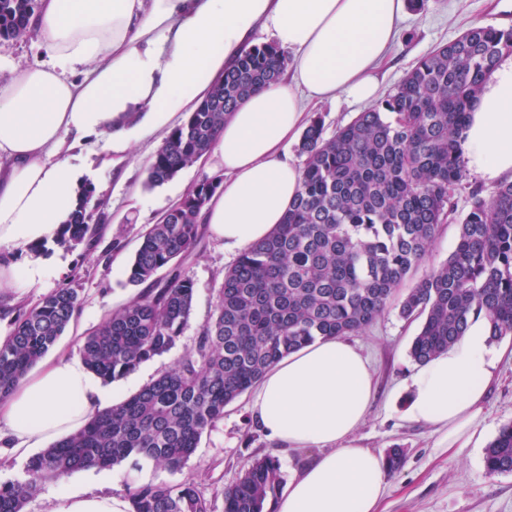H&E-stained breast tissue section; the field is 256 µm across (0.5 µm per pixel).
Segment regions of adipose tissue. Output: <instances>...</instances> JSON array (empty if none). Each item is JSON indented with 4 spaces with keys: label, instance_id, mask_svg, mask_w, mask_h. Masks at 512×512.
<instances>
[{
    "label": "adipose tissue",
    "instance_id": "adipose-tissue-1",
    "mask_svg": "<svg viewBox=\"0 0 512 512\" xmlns=\"http://www.w3.org/2000/svg\"><path fill=\"white\" fill-rule=\"evenodd\" d=\"M406 0H40L30 21L41 63L17 66L0 86V246L54 242L88 170L76 149L105 139L125 160L132 143L194 111L214 81L269 29L292 53L281 79L247 97L208 151L224 174L199 221L226 246L246 248L280 224L302 179L288 155L306 105L379 97ZM469 169L486 182L512 175V56L485 81L468 115ZM49 273L40 258L0 257V288L24 299ZM478 320L411 378L405 420L440 432L448 448L483 440L482 405L498 357ZM367 360L338 338L319 339L257 383L252 416L272 439L321 454L292 478L280 512H378L388 468L355 434L373 398ZM110 391L83 362L52 359L0 399V441L17 458L68 436L110 408ZM127 501L57 482L52 512H127Z\"/></svg>",
    "mask_w": 512,
    "mask_h": 512
}]
</instances>
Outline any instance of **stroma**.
<instances>
[{"label": "stroma", "mask_w": 512, "mask_h": 512, "mask_svg": "<svg viewBox=\"0 0 512 512\" xmlns=\"http://www.w3.org/2000/svg\"><path fill=\"white\" fill-rule=\"evenodd\" d=\"M473 24L512 28V0H427L422 9L406 8L391 58L379 72L382 92L392 90L430 50L454 40ZM160 144L155 137L133 143L130 159L114 167L104 165L102 145H93L86 152L88 182L104 203L106 225L95 252L56 247L45 256L49 265L61 263L69 269L80 266L88 271L75 283L81 298L78 316L51 349V356L79 357L82 337L136 296V289L126 283V268L142 232L202 175L211 174L210 165L204 162L182 170L163 185L147 186V166ZM239 256V250L205 237L197 256L184 267L195 285L187 326L168 353L113 381L117 400L136 393L194 351L201 329L214 312L224 273ZM418 328V322L401 319L393 305L349 338L368 359L375 381L374 400L356 437L375 453L398 447L404 455L400 470L388 476L379 512H512V473L488 475L483 449L439 447L437 434L402 419V387L417 370L409 348ZM494 348L503 357L485 402L486 436L490 439L502 425L512 422V336L503 337ZM252 398L248 391L228 405L223 419L202 434L195 453L180 470L149 471L143 462L130 459L112 471H100L90 490L124 497L133 487L148 482L192 481L211 502L212 512H224L225 487L238 480L252 459L275 457L283 479H290L319 451L290 449L270 440L253 420Z\"/></svg>", "instance_id": "stroma-1"}]
</instances>
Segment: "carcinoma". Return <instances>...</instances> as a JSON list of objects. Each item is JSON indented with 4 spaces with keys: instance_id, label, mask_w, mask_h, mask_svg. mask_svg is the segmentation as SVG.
I'll return each instance as SVG.
<instances>
[{
    "instance_id": "cac0c4a2",
    "label": "carcinoma",
    "mask_w": 512,
    "mask_h": 512,
    "mask_svg": "<svg viewBox=\"0 0 512 512\" xmlns=\"http://www.w3.org/2000/svg\"><path fill=\"white\" fill-rule=\"evenodd\" d=\"M38 0H0V41L31 35ZM512 55V28L474 25L423 56L388 94L327 138L310 120L300 193L263 241L224 274L211 320L194 352L150 384L31 457L25 479L0 483V512H25L42 483L79 469H110L143 458L179 469L224 408L274 364L321 338L357 334L380 317L409 272L427 255L438 226L458 220L455 249L399 301L406 320L422 319L409 355L422 365L448 351L483 317L489 340L512 335V181L491 195L467 182L463 131L472 100L500 60ZM287 56L274 43L246 48L208 97L173 128L151 158L147 185L159 186L198 163L224 120L257 89L278 81ZM222 178L203 175L148 226L128 264L136 297L83 339L86 367L112 382L170 351L186 327L194 283L182 271L197 255L199 215ZM469 208L459 217L458 191ZM105 221L95 189L56 244L94 252ZM61 283L30 308L0 309L12 330L0 344V397L53 348L81 299ZM487 474L512 473V423L485 448ZM282 484L279 461L251 462L224 489V512H265ZM129 512H211L196 484L165 481L129 492Z\"/></svg>"
}]
</instances>
